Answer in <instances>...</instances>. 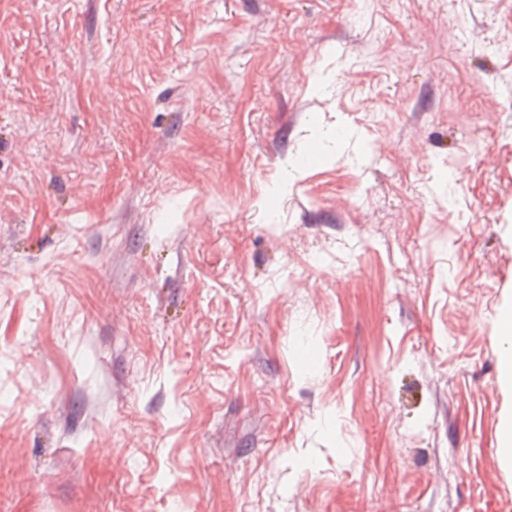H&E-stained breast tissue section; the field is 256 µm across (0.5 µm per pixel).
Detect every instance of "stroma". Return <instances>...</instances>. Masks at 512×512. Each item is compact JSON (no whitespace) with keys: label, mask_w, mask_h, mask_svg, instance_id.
<instances>
[{"label":"stroma","mask_w":512,"mask_h":512,"mask_svg":"<svg viewBox=\"0 0 512 512\" xmlns=\"http://www.w3.org/2000/svg\"><path fill=\"white\" fill-rule=\"evenodd\" d=\"M512 0H0V512H512ZM501 341L506 348L500 356V372L505 385H512V307L504 308L499 315Z\"/></svg>","instance_id":"1"}]
</instances>
